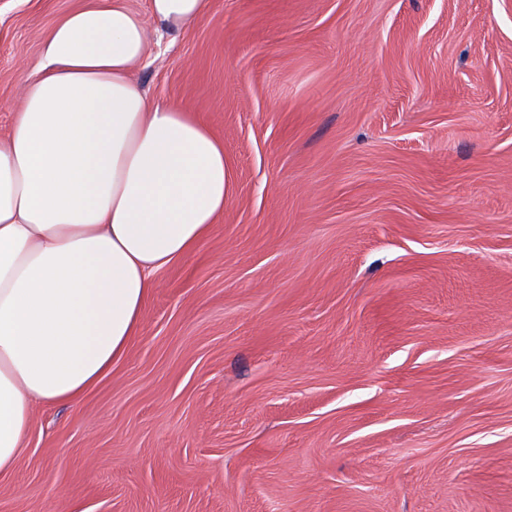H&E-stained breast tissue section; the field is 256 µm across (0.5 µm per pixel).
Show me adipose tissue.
Returning a JSON list of instances; mask_svg holds the SVG:
<instances>
[{
  "label": "adipose tissue",
  "instance_id": "obj_1",
  "mask_svg": "<svg viewBox=\"0 0 512 512\" xmlns=\"http://www.w3.org/2000/svg\"><path fill=\"white\" fill-rule=\"evenodd\" d=\"M209 0H86L48 33L0 138V474L37 406L73 404L139 331L153 274L224 212V142L133 76L149 26L177 31Z\"/></svg>",
  "mask_w": 512,
  "mask_h": 512
}]
</instances>
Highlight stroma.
I'll list each match as a JSON object with an SVG mask.
<instances>
[{"label": "stroma", "instance_id": "35a3bbf8", "mask_svg": "<svg viewBox=\"0 0 512 512\" xmlns=\"http://www.w3.org/2000/svg\"><path fill=\"white\" fill-rule=\"evenodd\" d=\"M81 0H0V137ZM134 77L224 213L0 512H512V0H211Z\"/></svg>", "mask_w": 512, "mask_h": 512}]
</instances>
